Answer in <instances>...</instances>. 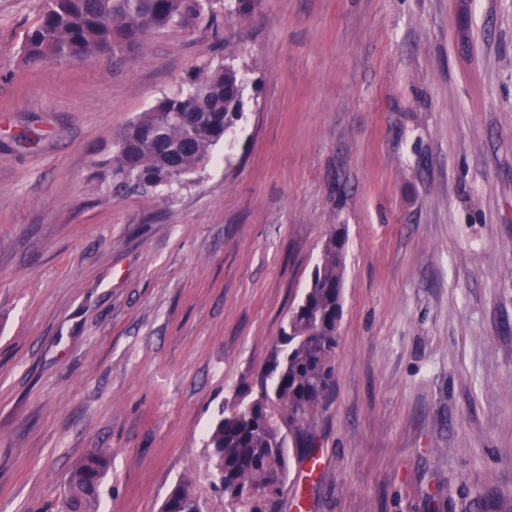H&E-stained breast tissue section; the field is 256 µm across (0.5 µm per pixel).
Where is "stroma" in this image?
<instances>
[{"mask_svg":"<svg viewBox=\"0 0 512 512\" xmlns=\"http://www.w3.org/2000/svg\"><path fill=\"white\" fill-rule=\"evenodd\" d=\"M0 0V512H161L255 387L332 231L346 238L319 470L281 512H512V0H263L225 40L25 65ZM232 47L233 144L166 197L94 176L113 133ZM109 469V456L95 449L69 472L60 512H99L100 487Z\"/></svg>","mask_w":512,"mask_h":512,"instance_id":"stroma-1","label":"stroma"}]
</instances>
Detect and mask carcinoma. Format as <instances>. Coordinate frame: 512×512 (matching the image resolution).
<instances>
[{
    "instance_id": "obj_1",
    "label": "carcinoma",
    "mask_w": 512,
    "mask_h": 512,
    "mask_svg": "<svg viewBox=\"0 0 512 512\" xmlns=\"http://www.w3.org/2000/svg\"><path fill=\"white\" fill-rule=\"evenodd\" d=\"M262 0H42L25 32L29 67L50 60L120 58L170 28L216 30L219 21L253 13ZM248 69L228 53L190 67L179 87L158 98L112 137L95 177L112 195L161 196L191 182L244 116ZM345 240L331 233L288 331L275 346L257 397L224 406L206 446L231 512H278L290 474V449L316 472L315 429L334 377L343 313ZM109 456L95 449L69 472L60 512H99ZM162 512H203L190 482L180 480Z\"/></svg>"
}]
</instances>
